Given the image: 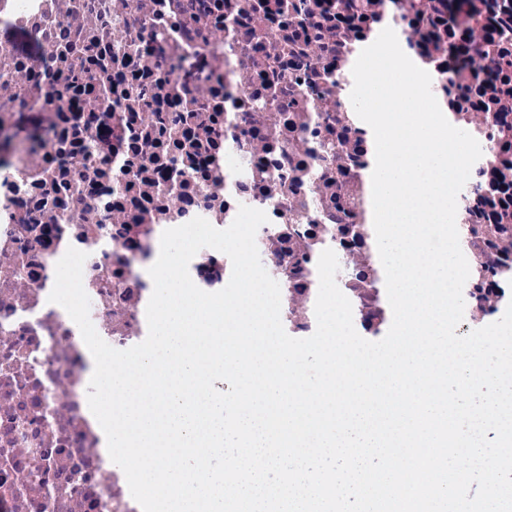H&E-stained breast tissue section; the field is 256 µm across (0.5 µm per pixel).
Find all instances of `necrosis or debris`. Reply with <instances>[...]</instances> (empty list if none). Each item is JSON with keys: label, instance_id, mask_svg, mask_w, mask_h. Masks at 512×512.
Returning <instances> with one entry per match:
<instances>
[{"label": "necrosis or debris", "instance_id": "necrosis-or-debris-1", "mask_svg": "<svg viewBox=\"0 0 512 512\" xmlns=\"http://www.w3.org/2000/svg\"><path fill=\"white\" fill-rule=\"evenodd\" d=\"M253 24L225 0H0V125L39 112L45 145L0 153V512H142L122 469L88 419L87 359L78 326L49 302L68 248L86 252L83 286L100 337L124 350L147 336L144 266L164 230L196 217L219 229L239 206L263 210L261 262L281 289L295 338L316 330L317 262L333 249L359 334L389 303L372 247L365 182L351 223L330 220L336 156L316 153L322 115L255 97L288 35L283 0H261ZM248 83H239V75ZM158 113L160 125L145 123ZM454 125L480 144L476 173L494 175L493 130L475 113ZM304 164L300 187L288 178ZM460 246L472 271L458 327L492 321L512 294L475 272L497 252ZM227 255L201 249L189 264L202 290L224 288Z\"/></svg>", "mask_w": 512, "mask_h": 512}]
</instances>
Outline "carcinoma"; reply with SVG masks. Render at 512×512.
Returning <instances> with one entry per match:
<instances>
[{
	"label": "carcinoma",
	"instance_id": "1",
	"mask_svg": "<svg viewBox=\"0 0 512 512\" xmlns=\"http://www.w3.org/2000/svg\"><path fill=\"white\" fill-rule=\"evenodd\" d=\"M403 20L414 28L411 47L446 75L445 106L450 113L477 112L496 132L494 152L503 169L475 186L477 205L469 210L472 236L499 251L512 248V0H404ZM386 0H288V81L273 80L288 95L290 112L328 111L334 85L345 97L350 67L343 64L350 43L367 45L383 22ZM323 61L322 70L311 68ZM350 118L336 121V140L319 146L336 151V183L368 169V145ZM24 137L20 125L0 133L8 143L35 148L42 143L36 115Z\"/></svg>",
	"mask_w": 512,
	"mask_h": 512
}]
</instances>
